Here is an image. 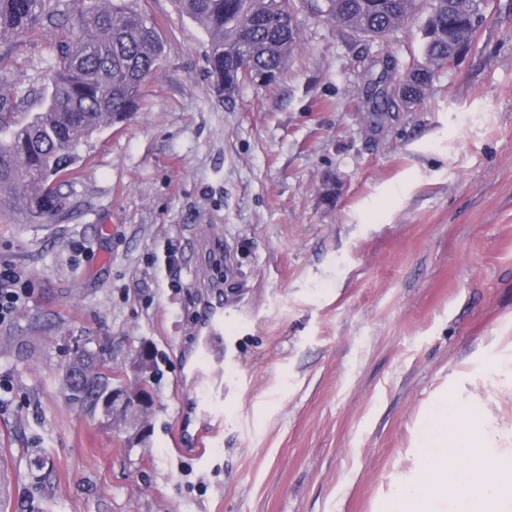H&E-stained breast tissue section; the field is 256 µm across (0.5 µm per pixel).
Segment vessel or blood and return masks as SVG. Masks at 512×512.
I'll use <instances>...</instances> for the list:
<instances>
[{
    "label": "vessel or blood",
    "instance_id": "vessel-or-blood-1",
    "mask_svg": "<svg viewBox=\"0 0 512 512\" xmlns=\"http://www.w3.org/2000/svg\"><path fill=\"white\" fill-rule=\"evenodd\" d=\"M226 319L223 291L221 287L211 286L200 305L194 347L185 359L189 375L186 390L201 404L205 421L193 436H175L173 445L178 452L204 455L223 429L220 411L224 405V380L210 377L209 372L224 364Z\"/></svg>",
    "mask_w": 512,
    "mask_h": 512
}]
</instances>
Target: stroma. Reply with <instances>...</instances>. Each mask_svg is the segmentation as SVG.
I'll list each match as a JSON object with an SVG mask.
<instances>
[{"mask_svg": "<svg viewBox=\"0 0 512 512\" xmlns=\"http://www.w3.org/2000/svg\"><path fill=\"white\" fill-rule=\"evenodd\" d=\"M295 0L298 45L270 86L210 90L208 37L174 0H134L165 58L125 123L85 140L67 210H0V263L31 296L0 325L8 512H375L418 423L464 391L512 426V0L381 127L373 61L421 57L425 11L384 40ZM50 38L0 45V93L43 85ZM81 242L83 251L72 248ZM235 301L224 433L200 459L176 427L204 282ZM148 346L142 425L71 401L76 352L110 386Z\"/></svg>", "mask_w": 512, "mask_h": 512, "instance_id": "35a3bbf8", "label": "stroma"}]
</instances>
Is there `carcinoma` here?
Masks as SVG:
<instances>
[{
	"instance_id": "1",
	"label": "carcinoma",
	"mask_w": 512,
	"mask_h": 512,
	"mask_svg": "<svg viewBox=\"0 0 512 512\" xmlns=\"http://www.w3.org/2000/svg\"><path fill=\"white\" fill-rule=\"evenodd\" d=\"M180 11L209 35L211 91L230 98L240 69L277 82L297 43L294 0H176ZM326 15L356 35L383 39L419 6L418 0H324ZM422 60L401 72L393 59L366 86L371 122L421 100L448 59L465 53L486 20L481 0H427ZM43 31L55 53L48 86L26 129L17 128L19 101L0 95V208L18 211L30 224L53 220L65 207L63 187L75 178L84 138L122 123L138 111L144 85L158 72L164 43L155 23L127 0H0V44ZM78 362L90 377L71 396L97 402L108 389L90 353Z\"/></svg>"
}]
</instances>
